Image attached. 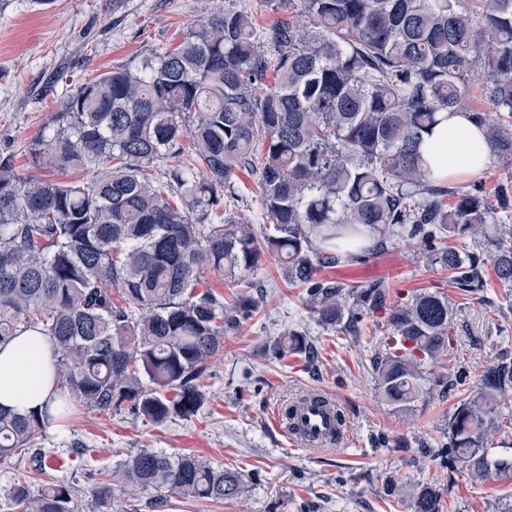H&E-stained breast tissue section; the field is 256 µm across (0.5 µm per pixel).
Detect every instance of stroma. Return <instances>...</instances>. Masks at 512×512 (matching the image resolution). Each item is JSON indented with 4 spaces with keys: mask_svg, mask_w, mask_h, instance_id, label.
<instances>
[{
    "mask_svg": "<svg viewBox=\"0 0 512 512\" xmlns=\"http://www.w3.org/2000/svg\"><path fill=\"white\" fill-rule=\"evenodd\" d=\"M228 8L260 28L278 18L268 0H0V156H11L18 174H33L29 147L70 88L137 67ZM220 212L264 239L255 174L238 172ZM320 275L355 288L387 282L393 303L420 289L448 297L454 347L431 366L409 409L379 394L373 357L391 334L383 312L364 315L353 332L341 324L324 330L306 289L288 285L267 252L245 277L257 308L226 333L201 380L206 402L196 415L153 425L125 406L109 414L80 408L62 425L45 424L34 439L44 452L40 471L25 459L0 460V512H13L8 492L22 472L34 491L70 483L80 512H93V489L142 448L239 470L243 490L224 501L171 496L159 507L153 492L117 490L111 512H414L413 491L429 476L442 492L441 512H512V480H469L445 452L458 401L499 355L512 354V288L494 282L475 295L451 287L447 270L394 238L371 258H343ZM292 331L305 333L309 353L278 357V340ZM451 372L454 387L435 386L434 376ZM316 389L335 397L347 424L349 437L334 450L292 443L270 421L276 403Z\"/></svg>",
    "mask_w": 512,
    "mask_h": 512,
    "instance_id": "1",
    "label": "stroma"
}]
</instances>
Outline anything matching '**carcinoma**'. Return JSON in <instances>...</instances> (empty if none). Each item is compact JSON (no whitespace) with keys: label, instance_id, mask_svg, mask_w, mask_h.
Segmentation results:
<instances>
[{"label":"carcinoma","instance_id":"obj_1","mask_svg":"<svg viewBox=\"0 0 512 512\" xmlns=\"http://www.w3.org/2000/svg\"><path fill=\"white\" fill-rule=\"evenodd\" d=\"M282 14L258 28L226 9L173 48L131 70H111L71 89L33 141L31 165L79 180L21 177L0 159V346L38 329L55 346L58 420L78 407L127 404L154 424L196 415L199 379L224 348V332L255 308L240 293L200 289L210 269L236 285L262 250L244 224L215 220L236 172L255 171L266 239L288 284L305 287L318 322L383 311L392 331L373 366L385 400L420 395L423 367L450 352L448 297L421 290L388 302L383 283L348 289L321 279L341 253L364 257L363 233L423 242L448 282L482 293L490 263L512 286V227L481 184L451 186L419 153L441 112H466L491 155L512 161V0H269ZM275 82L264 92L269 57ZM477 84L493 106L469 105ZM169 167L161 181L152 170ZM472 249L439 248L443 237ZM122 290L126 305L112 302ZM354 298L346 309L347 298ZM307 349L291 332L284 353ZM512 392V359L481 374L448 422V460L482 481L512 478V458L490 455ZM48 412L0 409V458L29 456ZM126 487L220 501L242 475L193 454L142 448L117 465ZM17 512H78L71 487L33 493L15 483ZM435 478L418 486L415 512H439ZM110 512L112 483L93 490Z\"/></svg>","mask_w":512,"mask_h":512}]
</instances>
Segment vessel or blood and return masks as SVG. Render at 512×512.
<instances>
[{
	"mask_svg": "<svg viewBox=\"0 0 512 512\" xmlns=\"http://www.w3.org/2000/svg\"><path fill=\"white\" fill-rule=\"evenodd\" d=\"M272 424L286 431L296 442L327 446L335 441L338 429L336 408L332 405L312 401L299 403L294 412H286L284 405H277L270 413Z\"/></svg>",
	"mask_w": 512,
	"mask_h": 512,
	"instance_id": "1",
	"label": "vessel or blood"
}]
</instances>
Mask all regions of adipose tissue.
<instances>
[{
  "mask_svg": "<svg viewBox=\"0 0 512 512\" xmlns=\"http://www.w3.org/2000/svg\"><path fill=\"white\" fill-rule=\"evenodd\" d=\"M420 152L436 175L447 179L475 177L491 161L481 131L466 115L440 114ZM54 349L51 341L28 331L0 346V406L14 412H37L58 392L54 383Z\"/></svg>",
  "mask_w": 512,
  "mask_h": 512,
  "instance_id": "adipose-tissue-1",
  "label": "adipose tissue"
}]
</instances>
